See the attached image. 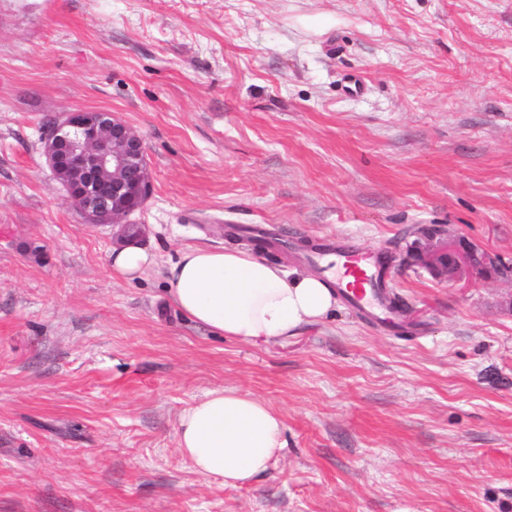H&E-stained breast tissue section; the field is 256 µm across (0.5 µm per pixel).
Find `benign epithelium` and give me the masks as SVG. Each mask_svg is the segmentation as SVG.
I'll return each mask as SVG.
<instances>
[{
	"label": "benign epithelium",
	"instance_id": "1",
	"mask_svg": "<svg viewBox=\"0 0 512 512\" xmlns=\"http://www.w3.org/2000/svg\"><path fill=\"white\" fill-rule=\"evenodd\" d=\"M43 155L84 223L118 228L120 243L141 240L143 226L128 217L149 196L151 184L142 139L127 124L110 112H66L49 126ZM477 267L469 250L441 254L430 265L433 275L449 278Z\"/></svg>",
	"mask_w": 512,
	"mask_h": 512
}]
</instances>
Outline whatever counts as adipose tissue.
I'll use <instances>...</instances> for the list:
<instances>
[{"mask_svg": "<svg viewBox=\"0 0 512 512\" xmlns=\"http://www.w3.org/2000/svg\"><path fill=\"white\" fill-rule=\"evenodd\" d=\"M328 273L284 269L252 251L188 246L168 271L174 306L224 337L278 341L320 322L336 306ZM278 412L235 388L207 391L179 416L177 448L198 474L227 487L248 483L286 445Z\"/></svg>", "mask_w": 512, "mask_h": 512, "instance_id": "ef3b65f1", "label": "adipose tissue"}]
</instances>
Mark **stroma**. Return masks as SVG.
I'll use <instances>...</instances> for the list:
<instances>
[{"label":"stroma","mask_w":512,"mask_h":512,"mask_svg":"<svg viewBox=\"0 0 512 512\" xmlns=\"http://www.w3.org/2000/svg\"><path fill=\"white\" fill-rule=\"evenodd\" d=\"M84 108L143 140L132 282L44 164ZM422 227L512 265V0H0V512H512V278L434 277ZM254 229L288 269L393 255L402 309L269 343L182 315L178 250ZM222 387L285 422L237 488L175 436ZM152 262L150 252L135 245L116 249L110 257L112 272L128 280L142 275Z\"/></svg>","instance_id":"stroma-1"}]
</instances>
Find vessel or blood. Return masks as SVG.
I'll return each mask as SVG.
<instances>
[{
	"instance_id": "obj_1",
	"label": "vessel or blood",
	"mask_w": 512,
	"mask_h": 512,
	"mask_svg": "<svg viewBox=\"0 0 512 512\" xmlns=\"http://www.w3.org/2000/svg\"><path fill=\"white\" fill-rule=\"evenodd\" d=\"M312 258L331 272L330 285L338 297L366 318L378 319L387 286L380 255L339 240L328 243L326 251L313 253Z\"/></svg>"
}]
</instances>
